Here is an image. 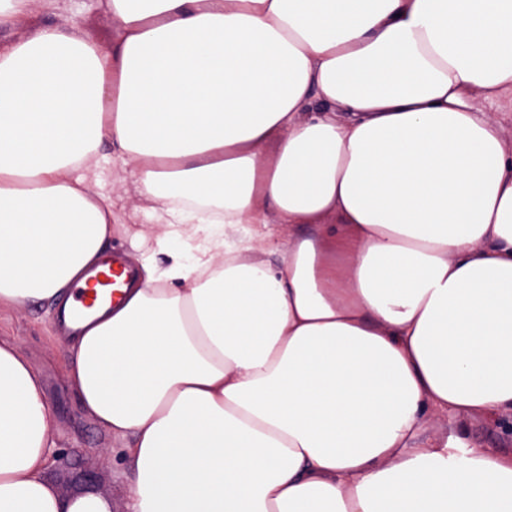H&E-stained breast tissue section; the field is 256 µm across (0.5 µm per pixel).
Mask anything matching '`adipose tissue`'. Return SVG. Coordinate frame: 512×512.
Masks as SVG:
<instances>
[{"label":"adipose tissue","mask_w":512,"mask_h":512,"mask_svg":"<svg viewBox=\"0 0 512 512\" xmlns=\"http://www.w3.org/2000/svg\"><path fill=\"white\" fill-rule=\"evenodd\" d=\"M106 6L0 48V306L107 253L110 143L167 226L66 341L125 512H512V448L423 434L512 409V0ZM53 420L0 342V512H109L47 479Z\"/></svg>","instance_id":"adipose-tissue-1"}]
</instances>
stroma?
<instances>
[{"mask_svg":"<svg viewBox=\"0 0 512 512\" xmlns=\"http://www.w3.org/2000/svg\"><path fill=\"white\" fill-rule=\"evenodd\" d=\"M34 27H73L95 41L110 40L117 32L116 21L100 0H37L31 27L0 30V42L23 40ZM89 167L99 175V191L111 195L118 223L141 231L144 249H155L166 226L148 213L147 201L129 178V166L112 159L104 147L90 158ZM55 315V308L47 305L0 308V340L13 344L42 377L46 399L55 414L57 460L47 477L62 495L107 496L112 500V512H124L132 487L131 466L115 454V441L81 409L67 378V352L51 333ZM427 432L457 437L491 451L512 448V417L506 415L439 413L431 417Z\"/></svg>","mask_w":512,"mask_h":512,"instance_id":"35a3bbf8","label":"stroma"}]
</instances>
